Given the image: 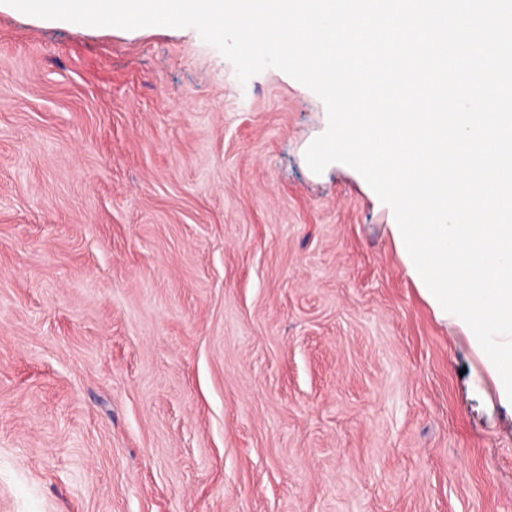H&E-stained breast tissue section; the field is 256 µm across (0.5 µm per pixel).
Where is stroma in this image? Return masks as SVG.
Returning <instances> with one entry per match:
<instances>
[{
    "instance_id": "stroma-1",
    "label": "stroma",
    "mask_w": 512,
    "mask_h": 512,
    "mask_svg": "<svg viewBox=\"0 0 512 512\" xmlns=\"http://www.w3.org/2000/svg\"><path fill=\"white\" fill-rule=\"evenodd\" d=\"M321 99L0 9V512H512V406Z\"/></svg>"
}]
</instances>
